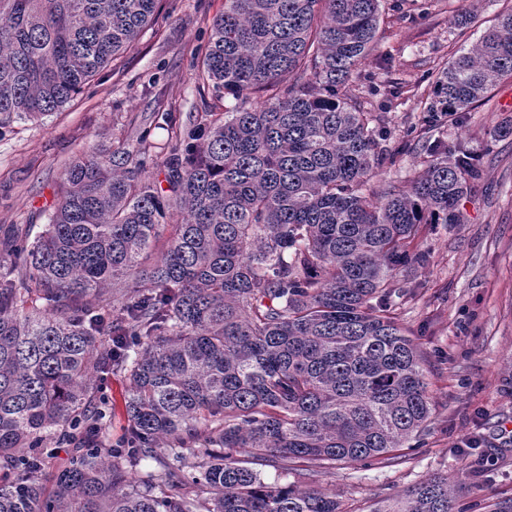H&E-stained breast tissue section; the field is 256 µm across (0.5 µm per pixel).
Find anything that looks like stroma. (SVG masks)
Wrapping results in <instances>:
<instances>
[{"label": "stroma", "instance_id": "stroma-1", "mask_svg": "<svg viewBox=\"0 0 512 512\" xmlns=\"http://www.w3.org/2000/svg\"><path fill=\"white\" fill-rule=\"evenodd\" d=\"M511 9L512 0H382L379 30L350 94L381 117L391 149L421 126L436 64L470 47ZM223 10L224 0H162L139 41L59 112L0 131V226L41 232L77 155L143 133L158 149L168 133L156 114L173 113L182 123L200 118L213 91L199 86L196 66ZM509 94L512 78L433 132L477 155L481 176L461 202L463 222L427 225L417 243L429 252L428 264L400 275L407 293L396 306L399 322L431 361L430 434L397 466L312 473L308 484L334 491L346 512H367L375 496L455 475L465 464L472 471L461 487L467 512H487L489 501L512 495V136L489 140L512 122V109L501 105Z\"/></svg>", "mask_w": 512, "mask_h": 512}]
</instances>
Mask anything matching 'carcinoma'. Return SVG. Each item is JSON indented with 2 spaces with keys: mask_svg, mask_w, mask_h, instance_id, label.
Returning a JSON list of instances; mask_svg holds the SVG:
<instances>
[{
  "mask_svg": "<svg viewBox=\"0 0 512 512\" xmlns=\"http://www.w3.org/2000/svg\"><path fill=\"white\" fill-rule=\"evenodd\" d=\"M380 2L224 0L198 68L216 101L170 123L167 189L139 137L73 160L34 239L0 236V512H344L256 466L399 465L428 434L397 276L429 262L422 225L462 223L479 164L430 133L512 77V11L439 67L424 168L375 192L391 153L348 85ZM159 9L0 0V130L62 109ZM112 374L129 383L115 444ZM368 512L462 509L440 475Z\"/></svg>",
  "mask_w": 512,
  "mask_h": 512,
  "instance_id": "carcinoma-1",
  "label": "carcinoma"
}]
</instances>
